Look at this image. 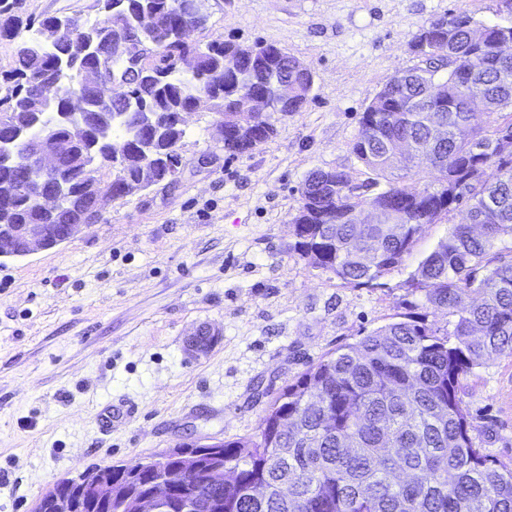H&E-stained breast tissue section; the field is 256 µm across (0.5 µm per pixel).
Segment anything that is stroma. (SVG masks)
I'll return each instance as SVG.
<instances>
[{
    "label": "stroma",
    "mask_w": 512,
    "mask_h": 512,
    "mask_svg": "<svg viewBox=\"0 0 512 512\" xmlns=\"http://www.w3.org/2000/svg\"><path fill=\"white\" fill-rule=\"evenodd\" d=\"M23 15L99 17L96 0H19ZM197 41L272 44L311 68L301 111L232 156L210 104L191 115L181 175L114 201L97 224L0 258V512L90 465L136 464L194 441L255 434L270 403L337 347L421 302L409 282L465 206L427 225L377 285L354 286L291 252L310 171L371 173L352 150L359 119L430 20L463 12L512 24L501 0H212ZM202 327L219 338L191 354ZM484 446L512 460V358L467 379Z\"/></svg>",
    "instance_id": "obj_1"
}]
</instances>
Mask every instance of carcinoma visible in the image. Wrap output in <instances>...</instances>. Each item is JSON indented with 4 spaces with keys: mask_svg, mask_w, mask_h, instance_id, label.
Masks as SVG:
<instances>
[{
    "mask_svg": "<svg viewBox=\"0 0 512 512\" xmlns=\"http://www.w3.org/2000/svg\"><path fill=\"white\" fill-rule=\"evenodd\" d=\"M177 2L97 0L102 18L79 31L54 16L40 21L60 28L54 46L22 47L17 66L0 74V182H27L30 139L49 125L65 152L62 208L41 212L30 192L12 190L0 196V219L56 228L72 222L90 180L84 152L93 145L102 158L112 157L101 168L112 169V186L103 189H112L114 201L125 198L124 184L138 177L142 162L164 177L179 165L186 136L175 114L201 92L231 119L244 89L266 95L273 114L301 111L311 76L285 65L288 54L274 45L256 44L255 54L238 57V46L221 38L202 45L187 33L161 42V35L174 33ZM144 12L163 23L141 35L149 49L148 81L124 97L105 85L81 89L80 68L95 67L94 51L109 47L117 31L134 29ZM470 21L458 13L424 26L412 41L415 55L445 57L456 66L409 68L404 82H387L362 113L352 150L375 175L361 184L365 191H353L343 171L325 182L313 171L293 218L295 254L345 282L372 286L412 252L426 225L470 201V223L450 227L410 284L422 293V306L446 312L452 329L404 313L327 354L274 400L256 436L224 442V464L238 470V479L203 487L195 512H211L209 501L221 498L224 512H512V466L485 452L484 431L461 397L474 369L495 356L512 357V254L498 248L512 239V83L499 80V73L512 71V58L478 49ZM29 24L18 0H0V39ZM192 52L201 55L202 67L183 74L178 61ZM283 77L297 90L286 108L274 94ZM432 77L446 89L436 113L446 125L441 136L426 112L433 106L426 85ZM32 79L57 87V94L39 96ZM473 82L485 86L486 112L473 111ZM78 92L83 106L74 115ZM402 138L417 144L406 170L432 176L437 188L418 190L391 178ZM382 180L386 188L370 193ZM365 208L393 212V223H361ZM281 418L289 426L278 431Z\"/></svg>",
    "mask_w": 512,
    "mask_h": 512,
    "instance_id": "obj_1",
    "label": "carcinoma"
}]
</instances>
